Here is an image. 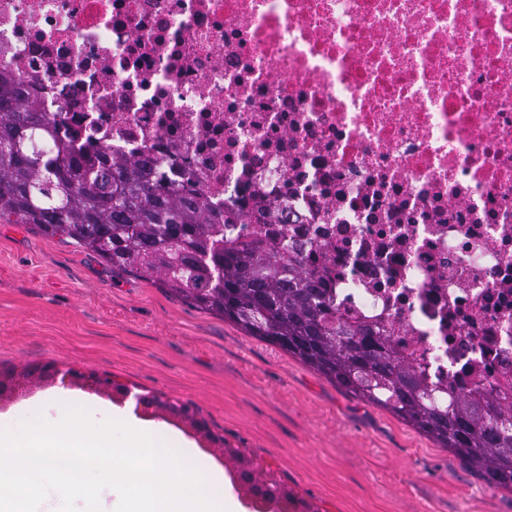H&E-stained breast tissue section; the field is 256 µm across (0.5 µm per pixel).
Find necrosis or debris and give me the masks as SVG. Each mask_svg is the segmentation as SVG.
<instances>
[{"instance_id": "necrosis-or-debris-1", "label": "necrosis or debris", "mask_w": 512, "mask_h": 512, "mask_svg": "<svg viewBox=\"0 0 512 512\" xmlns=\"http://www.w3.org/2000/svg\"><path fill=\"white\" fill-rule=\"evenodd\" d=\"M1 59L512 396V0H0Z\"/></svg>"}]
</instances>
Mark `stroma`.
Segmentation results:
<instances>
[{"mask_svg":"<svg viewBox=\"0 0 512 512\" xmlns=\"http://www.w3.org/2000/svg\"><path fill=\"white\" fill-rule=\"evenodd\" d=\"M0 369L23 374L0 413L54 420L60 402L125 407L116 391L70 381L94 374L132 392L188 407L153 408L235 478L240 450L315 512H512V493L489 488L448 450L388 412L356 400L223 318L201 312L73 242L0 224ZM205 429H197V422Z\"/></svg>","mask_w":512,"mask_h":512,"instance_id":"1","label":"stroma"}]
</instances>
